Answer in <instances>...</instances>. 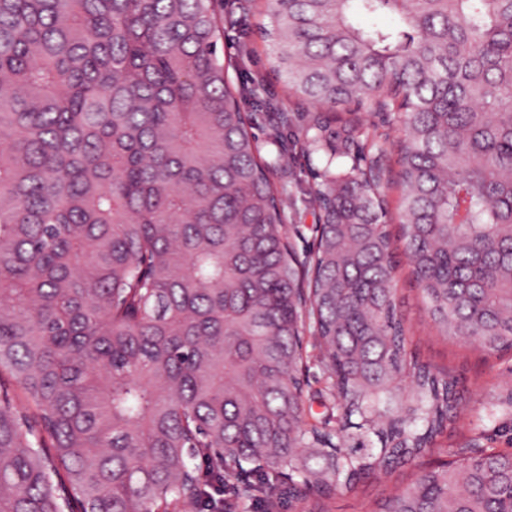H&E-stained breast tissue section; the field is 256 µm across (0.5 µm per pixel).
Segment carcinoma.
<instances>
[{
    "label": "carcinoma",
    "mask_w": 512,
    "mask_h": 512,
    "mask_svg": "<svg viewBox=\"0 0 512 512\" xmlns=\"http://www.w3.org/2000/svg\"><path fill=\"white\" fill-rule=\"evenodd\" d=\"M271 72L324 152L299 258L217 56V0H0V512H267L398 468L375 512H512V449L422 459L461 378L410 351L401 239L441 335L512 352V0H268ZM396 22L382 26L378 19ZM353 155L351 171L330 164ZM336 420H307L305 333ZM404 133L403 123L397 114H390L387 117L366 115L363 117L361 129L357 133L359 144L366 142V140L369 143L374 141L385 152V163L390 169V173L386 174V178L390 180L387 188L389 213L392 219L390 229L394 235L399 232L398 201L401 192L397 184V167L394 164V159L399 141Z\"/></svg>",
    "instance_id": "1"
}]
</instances>
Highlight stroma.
<instances>
[{
    "instance_id": "1",
    "label": "stroma",
    "mask_w": 512,
    "mask_h": 512,
    "mask_svg": "<svg viewBox=\"0 0 512 512\" xmlns=\"http://www.w3.org/2000/svg\"><path fill=\"white\" fill-rule=\"evenodd\" d=\"M265 0H239L233 13L224 16L222 54L228 62V77L235 86L253 84L261 102L252 114L253 131L266 160L285 155L286 165L274 168V181L288 191L286 229L299 254L310 251L316 241L317 216L310 203L315 171H350L352 160H328L325 153H308L300 135L311 107L290 99L284 86L269 72V58L260 37V26L271 25ZM404 126L398 115L364 116L358 142L373 141L385 152L386 165H393ZM397 300L411 347L419 357L445 368L464 380L462 418L428 453L426 462H445L452 448H467L479 442L484 448H512V405L504 398L512 392V354L489 356L469 343L439 336L432 324L421 292L412 279L408 263L396 271ZM413 471L402 468L389 477L369 479L350 492L327 501V512H374L379 499L406 488Z\"/></svg>"
}]
</instances>
